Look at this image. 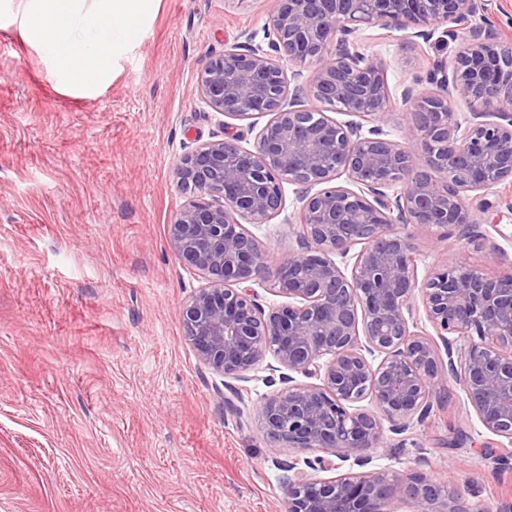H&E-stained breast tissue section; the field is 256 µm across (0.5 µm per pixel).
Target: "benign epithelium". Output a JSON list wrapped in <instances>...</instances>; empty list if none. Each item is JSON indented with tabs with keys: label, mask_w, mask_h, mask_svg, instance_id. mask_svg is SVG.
<instances>
[{
	"label": "benign epithelium",
	"mask_w": 512,
	"mask_h": 512,
	"mask_svg": "<svg viewBox=\"0 0 512 512\" xmlns=\"http://www.w3.org/2000/svg\"><path fill=\"white\" fill-rule=\"evenodd\" d=\"M269 49L251 43L210 58L200 95L233 119L268 115L254 145L232 134L184 154L174 174L188 194L170 224L174 255L206 280L182 311L200 360L241 379L267 355L316 382L268 396L260 420L269 445L291 448L281 466L287 512H478L422 475L369 470L381 447V420L401 433L421 421L437 389L460 390L482 428L512 444V263L489 277L469 262L479 241L469 193L512 182V45L492 24L470 30L453 65L434 64L436 92L404 102L413 125L402 137L365 136L357 117L384 113L381 63L359 50L364 27L412 31L424 40L458 37L477 0H269ZM312 63L307 80L286 65ZM475 111H450L455 95ZM311 98L321 107L303 105ZM346 178L341 185L338 179ZM296 186L300 248L268 263L242 221L266 224ZM463 228L455 263L420 280L418 231ZM361 246L357 253L355 246ZM350 273L341 265L350 253ZM267 282L288 302L263 309L247 283ZM420 301L433 332L418 331ZM371 399L377 412L359 406ZM319 449L353 460L328 480L307 471L334 467Z\"/></svg>",
	"instance_id": "7a95c632"
}]
</instances>
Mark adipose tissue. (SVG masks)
<instances>
[{
	"label": "adipose tissue",
	"instance_id": "adipose-tissue-1",
	"mask_svg": "<svg viewBox=\"0 0 512 512\" xmlns=\"http://www.w3.org/2000/svg\"><path fill=\"white\" fill-rule=\"evenodd\" d=\"M153 0H24L28 40L64 84L95 94L112 81L116 52L133 45Z\"/></svg>",
	"mask_w": 512,
	"mask_h": 512
}]
</instances>
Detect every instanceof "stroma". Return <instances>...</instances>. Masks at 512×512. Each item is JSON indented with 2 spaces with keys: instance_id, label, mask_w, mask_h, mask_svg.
Segmentation results:
<instances>
[{
  "instance_id": "35a3bbf8",
  "label": "stroma",
  "mask_w": 512,
  "mask_h": 512,
  "mask_svg": "<svg viewBox=\"0 0 512 512\" xmlns=\"http://www.w3.org/2000/svg\"><path fill=\"white\" fill-rule=\"evenodd\" d=\"M268 0H156L111 84L86 97L58 81L25 38L22 0L0 12V512H285L280 461L259 418L282 389L271 358L238 381L188 341L181 308L204 276L174 255L169 225L185 201L173 170L197 144L240 133L252 147L267 118L218 119L198 76L246 38L266 44ZM378 58L390 138L411 125L403 92L457 41L360 33ZM482 228L512 259V187L473 195ZM299 203L252 226L271 260L296 247ZM457 229L418 234L417 273L452 264ZM461 393L421 424L388 434L373 468L423 473L486 512L512 501V469Z\"/></svg>"
}]
</instances>
